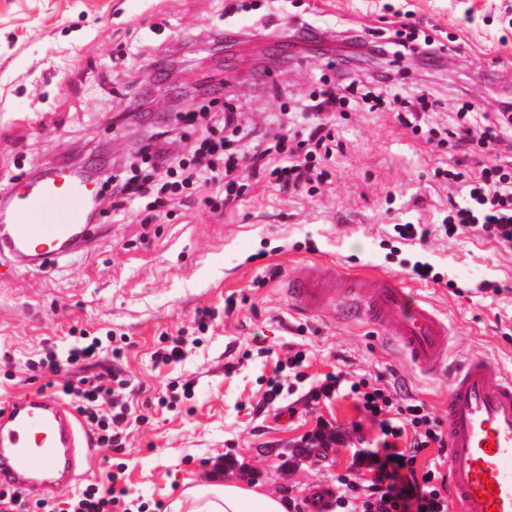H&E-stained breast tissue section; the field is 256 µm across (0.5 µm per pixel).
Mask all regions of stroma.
I'll return each mask as SVG.
<instances>
[{"label":"stroma","instance_id":"35a3bbf8","mask_svg":"<svg viewBox=\"0 0 512 512\" xmlns=\"http://www.w3.org/2000/svg\"><path fill=\"white\" fill-rule=\"evenodd\" d=\"M244 2L0 0V190L28 172L77 166L101 151L128 164L149 142L151 114L175 124L168 149L181 153L203 128L178 120L179 100L208 113L229 105L247 129H268L284 105L315 90L322 74L363 79L389 68L400 90L433 83L441 104L427 120L445 126L462 103L491 114L501 99H512V41L499 44L497 13L512 0H263L249 12ZM408 8L422 24L459 37L457 52L433 66L421 58H379L345 41L344 29L381 32L394 11ZM468 9L475 23L465 29L460 20ZM270 11L276 25L236 42L237 31ZM296 16L308 20L315 41L289 37ZM220 24L224 49L212 58L209 42ZM171 61L182 70L181 99L162 89L143 98L149 72ZM215 66L223 85L211 101L194 84ZM334 134L332 183L314 197L251 178L241 200L222 211L198 195L149 225L134 215L116 223L104 212L90 229V247L41 268L0 252V349L10 353L0 357V374L11 370L18 378L0 382V403L43 385L23 369L43 339L65 342L73 327L111 329L133 342L125 365L139 386L135 411L148 421L131 427L120 454L97 449L88 481L106 482L107 460L116 456L125 464V501L147 504L148 512H186L188 488L229 476L302 501L311 487L347 473L353 444L375 439L377 430L342 394L311 403L285 394L278 409L255 414L265 378L289 348L306 351L304 371L312 379L338 369L395 375L442 421L448 391L447 380L422 376L362 320L339 311L295 315L283 276L310 260L350 271L372 266L407 281L415 262L432 264L443 283L418 286L447 313L455 357L484 355L512 370V251L469 235H434L423 245L393 235L396 224H438L449 202L459 201V189L439 188L434 176L447 168L452 148L415 138L385 110L348 111ZM274 267L282 275L268 279ZM262 278L266 286L256 287ZM449 280L454 288H446ZM230 297L236 306L229 312ZM204 308L213 327L203 347L183 365H154L159 336L192 333ZM261 347L270 357L258 356ZM181 375L193 378V399L157 406ZM320 419L349 430L348 442L302 455L293 443Z\"/></svg>","mask_w":512,"mask_h":512}]
</instances>
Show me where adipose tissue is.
I'll return each instance as SVG.
<instances>
[{"mask_svg":"<svg viewBox=\"0 0 512 512\" xmlns=\"http://www.w3.org/2000/svg\"><path fill=\"white\" fill-rule=\"evenodd\" d=\"M187 512H286L283 499L268 493L257 484H248L236 478L223 484H202L186 493Z\"/></svg>","mask_w":512,"mask_h":512,"instance_id":"ef3b65f1","label":"adipose tissue"}]
</instances>
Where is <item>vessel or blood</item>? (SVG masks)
I'll return each instance as SVG.
<instances>
[{
	"label": "vessel or blood",
	"instance_id": "b4317fda",
	"mask_svg": "<svg viewBox=\"0 0 512 512\" xmlns=\"http://www.w3.org/2000/svg\"><path fill=\"white\" fill-rule=\"evenodd\" d=\"M10 237L1 246L26 265L55 252L84 220L85 188L66 182L62 170L41 181L14 185ZM296 309L322 313L343 306L396 343L421 373L448 380V483L454 512H512V372L473 355L450 360L446 315L417 288L387 274L356 282L326 261L297 268L288 277ZM94 448L74 411L58 397L26 392L0 405V489L28 498L70 488ZM337 492L312 488L307 512H330Z\"/></svg>",
	"mask_w": 512,
	"mask_h": 512
}]
</instances>
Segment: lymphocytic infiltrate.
Instances as JSON below:
<instances>
[{
  "label": "lymphocytic infiltrate",
  "mask_w": 512,
  "mask_h": 512,
  "mask_svg": "<svg viewBox=\"0 0 512 512\" xmlns=\"http://www.w3.org/2000/svg\"><path fill=\"white\" fill-rule=\"evenodd\" d=\"M366 47L379 56L400 48L424 58L441 57L444 49L434 34L418 27L410 10L397 12L394 27L384 41H370ZM401 101L390 72H380L364 82L342 78L331 88L312 91L301 103L300 112L309 115L311 121L304 136H296L279 121L268 135L247 141L237 113L230 109L217 119L224 136L202 135L178 158L165 149L166 125H157L136 163L107 176L112 212L120 221L143 198L153 197L155 205L164 207L211 186L221 190L224 204H232L241 195L240 178L255 172L256 159L265 160L271 154L278 155L279 160L266 163L263 170L267 180L293 195L311 194L330 178L326 163L336 149L333 127L337 113L360 103L374 110L381 104L394 106ZM398 121L411 128L416 137L429 143L437 139L450 143L464 157L480 163L473 175L455 168L441 173L444 181L456 184L461 192L460 202L451 205L442 222L445 236L469 234L512 249V102H503L493 119L478 115L471 103H463L450 129L424 128L418 112L399 116ZM209 316V311L199 312L198 336H160L154 361H185L200 344L201 332L207 331ZM126 346L125 339L113 335L104 340L82 333L73 337L67 348L43 346L26 362L28 373L48 376V388L77 411L93 434L96 447L117 452L124 448L131 426L147 421L145 415L133 410L134 381L122 363ZM106 350L112 355V365L104 372L75 382H58L62 371L95 360ZM305 360L300 350L276 360L258 410L276 404L285 383H304L308 386L305 397L313 402L348 393L359 412L378 428L376 442L356 451L353 474L337 476L336 512H448L445 476L436 461L421 460L427 449H447L441 423L425 404L405 393L402 383L381 374L357 376L339 370L309 380L302 370ZM363 473L370 476L364 485L356 481ZM108 479L109 486L88 483L62 502L50 497L32 501L20 491L1 490L0 512H116L121 504L115 488L117 473H109Z\"/></svg>",
  "instance_id": "obj_1"
}]
</instances>
